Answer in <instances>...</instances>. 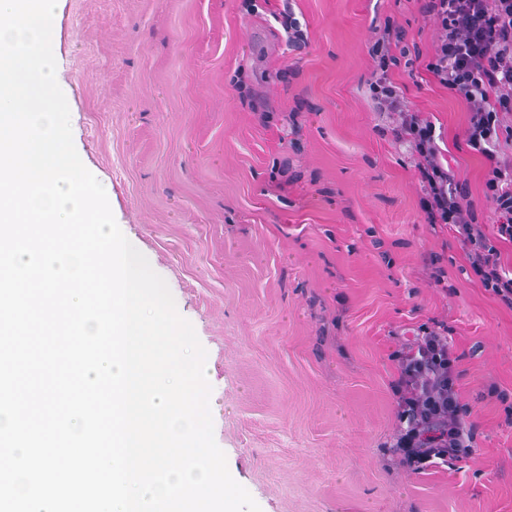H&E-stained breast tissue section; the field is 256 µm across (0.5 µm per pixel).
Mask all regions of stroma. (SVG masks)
Segmentation results:
<instances>
[{
  "label": "stroma",
  "mask_w": 512,
  "mask_h": 512,
  "mask_svg": "<svg viewBox=\"0 0 512 512\" xmlns=\"http://www.w3.org/2000/svg\"><path fill=\"white\" fill-rule=\"evenodd\" d=\"M292 7L299 49L249 0H57L77 153L205 348L215 441L261 512H512V310L454 231L424 221L413 156L370 97L375 29L394 21L417 47L391 79L491 235L485 181L512 141L468 146L466 101L425 69L437 24L415 0ZM438 323L477 448L416 474L392 452L396 354Z\"/></svg>",
  "instance_id": "35a3bbf8"
}]
</instances>
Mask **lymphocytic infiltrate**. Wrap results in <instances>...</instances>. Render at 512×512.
Wrapping results in <instances>:
<instances>
[{"label": "lymphocytic infiltrate", "instance_id": "f902f5d3", "mask_svg": "<svg viewBox=\"0 0 512 512\" xmlns=\"http://www.w3.org/2000/svg\"><path fill=\"white\" fill-rule=\"evenodd\" d=\"M406 36L404 29L389 22L378 30L369 50L376 63L370 83L371 96L379 111L398 116L392 133L398 141L408 144L415 158V171L426 191L422 202L426 222L451 226L475 281L512 310V271L505 268L501 258L502 243L512 242V224L498 225L495 235H487L478 222L475 206L463 204L466 190L458 185L449 186L448 172L440 165L434 152L432 126L408 106L390 78L392 69H409L415 64L406 44ZM444 338L442 329L423 327L417 334L416 343L398 354V406L403 415L407 414L409 408L418 406L417 373L420 366L434 358H443L447 365L445 403L448 410L444 453L446 458L454 460L473 453L477 433L475 426L463 421L469 409L463 403L457 386L459 373L456 359L451 348L443 347Z\"/></svg>", "mask_w": 512, "mask_h": 512}]
</instances>
